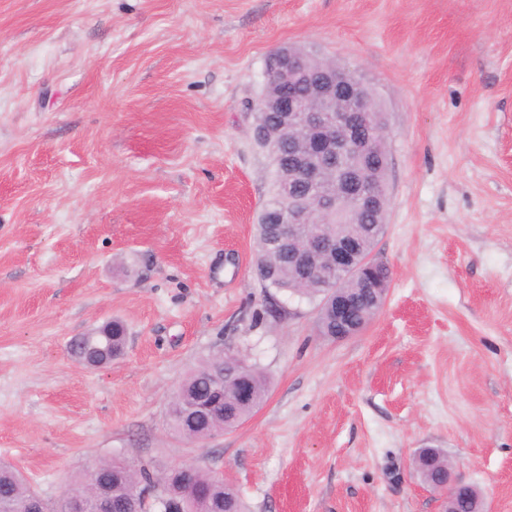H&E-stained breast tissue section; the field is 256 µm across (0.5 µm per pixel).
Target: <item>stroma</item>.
I'll use <instances>...</instances> for the list:
<instances>
[{
    "label": "stroma",
    "instance_id": "35a3bbf8",
    "mask_svg": "<svg viewBox=\"0 0 512 512\" xmlns=\"http://www.w3.org/2000/svg\"><path fill=\"white\" fill-rule=\"evenodd\" d=\"M285 45L388 131L386 304L339 342L254 275L252 106ZM116 318L124 354L79 364ZM227 350L267 399L186 441L168 404ZM422 448L512 512V0H0V460L49 501L118 457L209 470L246 512H442Z\"/></svg>",
    "mask_w": 512,
    "mask_h": 512
}]
</instances>
